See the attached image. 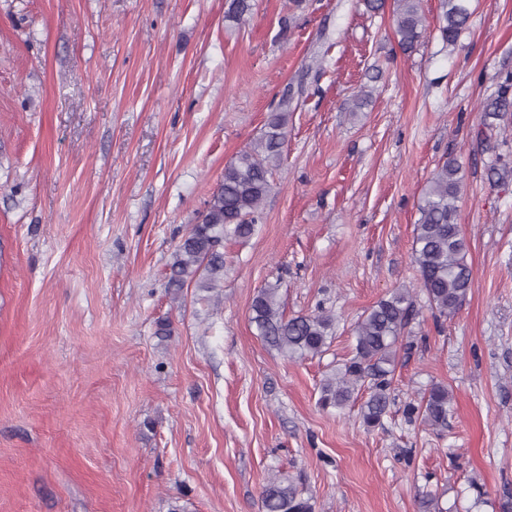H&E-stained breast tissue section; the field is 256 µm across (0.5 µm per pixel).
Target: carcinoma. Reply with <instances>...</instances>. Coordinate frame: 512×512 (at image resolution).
<instances>
[{"mask_svg": "<svg viewBox=\"0 0 512 512\" xmlns=\"http://www.w3.org/2000/svg\"><path fill=\"white\" fill-rule=\"evenodd\" d=\"M443 8L441 37L453 46L467 27L469 9L464 0H444ZM252 9L253 0H228L224 18L238 21ZM393 22L400 48L413 50L425 32L420 0H396ZM292 104V97H280L262 136L224 167L199 220L176 245L167 275V288L174 297L192 285L214 291L224 281V239L248 240L255 234L273 170L282 157ZM483 112L489 128L512 114V74L505 75ZM461 170L460 162L450 157L433 173L421 193L413 230L412 259L419 287L431 310L446 319L458 313L474 288L468 245L458 224ZM250 311L258 335L284 355H319L335 331L334 315L320 307L285 317L276 286L258 290ZM415 315L412 289L406 287L394 289L365 312L354 328L353 355L320 384L319 405L341 410L364 393L363 424L381 425L392 403L398 342ZM452 400L448 386L436 384L419 403H408L404 415L410 422L418 420L442 432L448 428ZM261 512H313V506L288 478L276 476L262 487Z\"/></svg>", "mask_w": 512, "mask_h": 512, "instance_id": "1", "label": "carcinoma"}]
</instances>
